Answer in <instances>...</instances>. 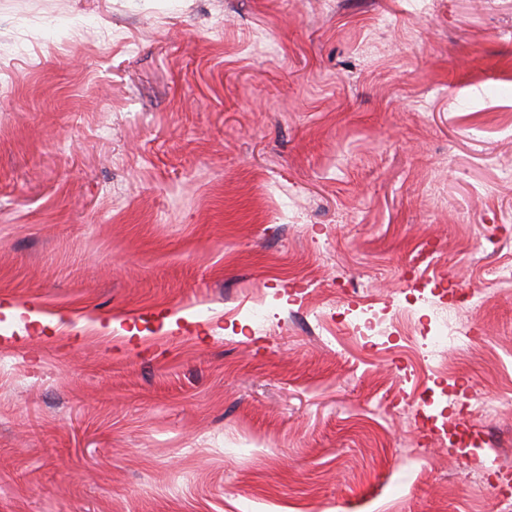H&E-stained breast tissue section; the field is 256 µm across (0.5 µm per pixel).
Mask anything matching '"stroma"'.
<instances>
[{
	"instance_id": "1",
	"label": "stroma",
	"mask_w": 512,
	"mask_h": 512,
	"mask_svg": "<svg viewBox=\"0 0 512 512\" xmlns=\"http://www.w3.org/2000/svg\"><path fill=\"white\" fill-rule=\"evenodd\" d=\"M506 266L512 0H0V512H512ZM383 323L384 319L376 315L357 319L351 323V336L354 338H373L375 336H382Z\"/></svg>"
}]
</instances>
